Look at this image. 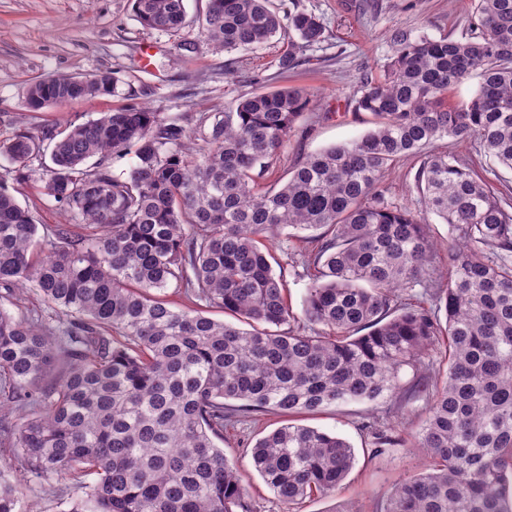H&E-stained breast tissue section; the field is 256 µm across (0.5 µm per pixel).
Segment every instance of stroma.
Wrapping results in <instances>:
<instances>
[{
  "instance_id": "1",
  "label": "stroma",
  "mask_w": 512,
  "mask_h": 512,
  "mask_svg": "<svg viewBox=\"0 0 512 512\" xmlns=\"http://www.w3.org/2000/svg\"><path fill=\"white\" fill-rule=\"evenodd\" d=\"M279 11L302 10L316 15L324 38L304 48L294 66L285 68L288 39L279 35L247 50L224 51L200 45L191 60L179 56L178 45L197 39L204 23L206 0H186L187 18L175 34L144 28L133 12V0H0V139L16 131L37 132L79 124L127 104L160 108L179 118L193 112H220L237 99L259 91L284 87L304 89L312 103L299 119L279 160L265 173L262 185L286 180L307 153L348 142L362 135L367 125L355 99L361 78L377 73L391 58L393 30L433 38L467 36L473 0H272ZM102 71L117 72V95L97 96L29 111V86L54 74L89 77ZM435 150H447L470 160L496 193L512 199V172L494 168L476 143L453 138L437 141ZM420 158L406 157L388 172L384 187L389 197L410 207L420 205L415 173ZM14 195L35 223L51 227L69 217L50 201L39 184H15ZM303 245L277 238L272 253L283 276L285 296L293 311H301L310 283L298 255ZM426 398L417 394L400 413L390 402H350L307 416L306 425L336 434L354 448L355 465L332 493L303 501L297 512H380L399 476L416 473L418 456L401 445L373 457L377 433L409 439L425 415ZM283 423L275 411L262 412L249 421L226 426L219 446L236 462L239 476L250 493L254 512H284L251 460L255 442ZM83 484L72 482L64 496L27 475L24 502L36 512H62L61 500L77 501Z\"/></svg>"
}]
</instances>
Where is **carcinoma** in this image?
I'll return each mask as SVG.
<instances>
[{"mask_svg": "<svg viewBox=\"0 0 512 512\" xmlns=\"http://www.w3.org/2000/svg\"><path fill=\"white\" fill-rule=\"evenodd\" d=\"M474 4L467 38L393 32L390 61L359 89L373 128L306 156L281 184L262 186L254 171L272 166L308 108L297 88L200 112L189 130L128 105L0 140L14 180L40 171L43 194L72 220L39 234L0 179V437L19 471L60 492L77 472L96 475L66 512H252L215 440L225 421L270 409L288 422L251 458L295 512L335 491L355 462L348 441L295 416L423 391L426 413L410 440L377 437L378 455L406 443L425 457L382 512H512V213L469 161L428 152L445 137L473 140L512 171V0ZM134 5L146 28L184 25V0ZM285 28L296 35L285 68L324 38L315 15H282L271 0H207L200 38L232 51ZM199 43L181 42L182 56ZM477 69L476 93L448 102ZM119 83L108 71L49 76L26 105L40 112L114 95ZM421 153V207L410 209L386 197L383 179ZM114 155L131 156L127 170L112 172ZM431 213L451 230L443 285ZM307 231L313 273L298 315L258 240ZM416 286L434 289L435 307L408 298ZM170 287L195 308H174ZM28 289L46 310L11 312ZM443 336L446 370L427 376L423 357ZM406 368L418 380L411 388ZM22 500L23 484L0 477V512H21Z\"/></svg>", "mask_w": 512, "mask_h": 512, "instance_id": "cac0c4a2", "label": "carcinoma"}]
</instances>
